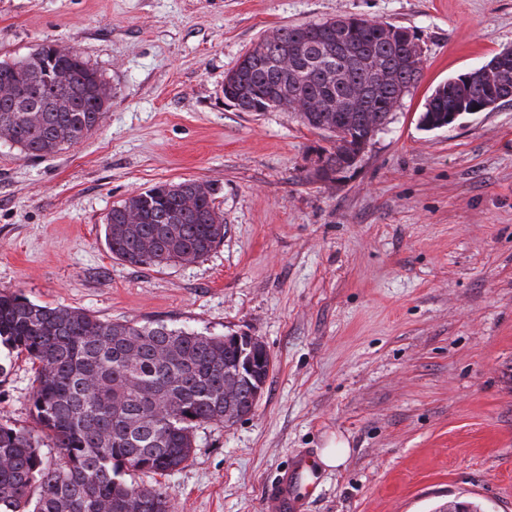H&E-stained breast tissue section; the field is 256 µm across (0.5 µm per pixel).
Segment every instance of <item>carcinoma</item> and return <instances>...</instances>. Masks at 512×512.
<instances>
[{"mask_svg":"<svg viewBox=\"0 0 512 512\" xmlns=\"http://www.w3.org/2000/svg\"><path fill=\"white\" fill-rule=\"evenodd\" d=\"M323 22L279 30V40L302 50L276 66L278 47L245 53L240 81L231 90L245 112H266L271 92L300 102L348 106L297 115L302 124L336 141V129L351 140L388 123L397 86L408 89L422 68L392 54L384 23L351 16L345 43L319 33ZM54 70L24 58L0 61V130L27 157L57 154L101 123L95 96L102 74L71 47L43 44ZM448 90V100L466 110L483 91L479 84ZM199 180L160 182L134 196L137 232L127 233V203L105 217L104 238L112 256L136 266L162 267L207 256L224 240V216L211 186ZM0 344L39 364L30 402L37 430L0 422V512H170L168 487L142 485L137 474L165 476L194 453L201 424H233L224 414V367L252 362L242 398L263 393L271 360L223 336L175 328L163 321H102L82 310L52 307L0 291ZM50 441L61 459H46Z\"/></svg>","mask_w":512,"mask_h":512,"instance_id":"carcinoma-1","label":"carcinoma"}]
</instances>
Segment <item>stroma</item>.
I'll return each mask as SVG.
<instances>
[{"instance_id": "35a3bbf8", "label": "stroma", "mask_w": 512, "mask_h": 512, "mask_svg": "<svg viewBox=\"0 0 512 512\" xmlns=\"http://www.w3.org/2000/svg\"><path fill=\"white\" fill-rule=\"evenodd\" d=\"M354 14L407 27L419 82L341 177L288 112H241L224 76L279 29ZM53 43L111 91L100 127L25 157L0 140V290L103 320L253 336L273 362L252 414L196 428L163 476L173 512H264L302 450L301 512H512V102L418 124L451 77L512 47V0H0V61ZM213 189L224 239L145 268L112 257L113 206L161 181ZM0 419L34 428L35 365L0 345ZM348 446L346 441L336 437L329 441L325 448H322L319 461L325 468L333 469L340 466L346 459Z\"/></svg>"}]
</instances>
